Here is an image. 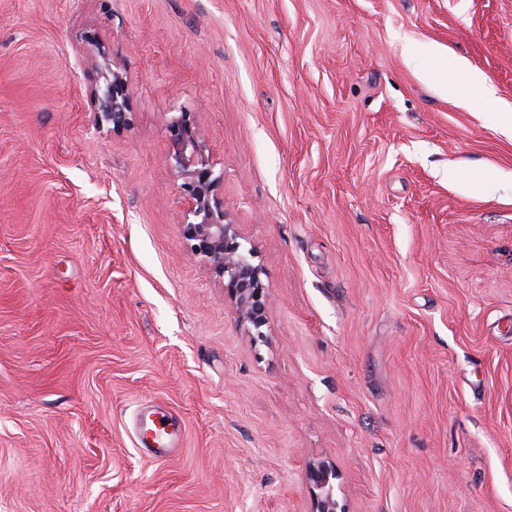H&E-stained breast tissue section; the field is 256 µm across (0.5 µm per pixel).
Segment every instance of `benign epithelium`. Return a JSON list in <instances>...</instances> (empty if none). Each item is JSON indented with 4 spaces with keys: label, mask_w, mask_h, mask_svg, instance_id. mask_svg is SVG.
<instances>
[{
    "label": "benign epithelium",
    "mask_w": 512,
    "mask_h": 512,
    "mask_svg": "<svg viewBox=\"0 0 512 512\" xmlns=\"http://www.w3.org/2000/svg\"><path fill=\"white\" fill-rule=\"evenodd\" d=\"M105 83L95 96L97 122L109 132L131 124L130 95L124 66L106 52H100ZM174 150L175 173L181 180L185 213L183 236L191 253L207 264L224 281L237 321L263 335L269 291L260 278L254 255L239 241L234 225L226 220L219 190L224 176L203 153L204 133L191 113L181 112L167 123ZM331 469L325 464L309 467L310 481L320 494L314 512H337L330 483Z\"/></svg>",
    "instance_id": "benign-epithelium-1"
}]
</instances>
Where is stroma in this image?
Listing matches in <instances>:
<instances>
[{"label":"stroma","instance_id":"stroma-1","mask_svg":"<svg viewBox=\"0 0 512 512\" xmlns=\"http://www.w3.org/2000/svg\"><path fill=\"white\" fill-rule=\"evenodd\" d=\"M91 35L126 66L118 133ZM450 55L496 102L425 81ZM506 107L512 0H0V512H312L316 462L337 512H512ZM181 111L263 338L185 245ZM150 406L181 430L161 460ZM152 423V428L136 433L133 444L137 448H146L155 458H164L176 448L172 433L168 430L170 425L163 417Z\"/></svg>","mask_w":512,"mask_h":512}]
</instances>
